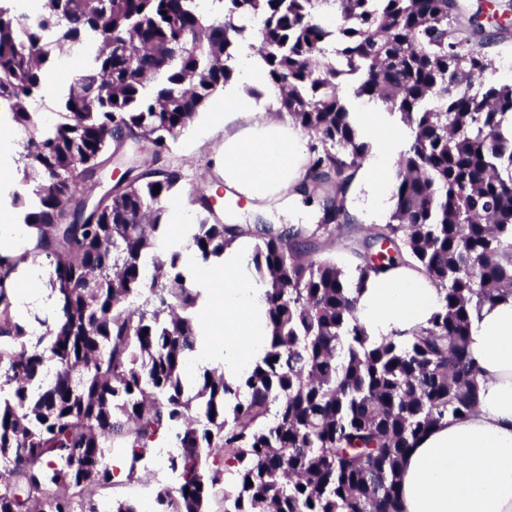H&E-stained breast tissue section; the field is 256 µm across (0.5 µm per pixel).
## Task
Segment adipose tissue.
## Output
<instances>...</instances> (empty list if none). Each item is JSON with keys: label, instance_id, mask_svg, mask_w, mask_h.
Segmentation results:
<instances>
[{"label": "adipose tissue", "instance_id": "ef3b65f1", "mask_svg": "<svg viewBox=\"0 0 512 512\" xmlns=\"http://www.w3.org/2000/svg\"><path fill=\"white\" fill-rule=\"evenodd\" d=\"M352 120L372 151L355 172L345 207L369 224L388 206L390 176L410 131L387 112H356ZM192 125L201 132L223 126L221 180L252 211L266 215L297 197L307 157L303 133L290 119L261 109L228 84ZM188 210L185 200L171 204L174 230L154 250L179 253L194 287L207 290L206 322L223 329L224 347L219 355L200 349L192 358L221 365L225 379L234 382L263 357L271 334L265 285L254 270V239L233 240L221 263L202 260ZM49 277V269L36 265L19 270L20 313L54 308V296L41 287ZM357 298L359 322L377 341L408 335L441 306L428 276L405 266L368 278ZM467 352L477 372L476 407L465 418L443 419L408 452L400 475L401 512H512V296L472 313Z\"/></svg>", "mask_w": 512, "mask_h": 512}]
</instances>
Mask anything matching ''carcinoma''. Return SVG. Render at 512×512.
Masks as SVG:
<instances>
[{"mask_svg": "<svg viewBox=\"0 0 512 512\" xmlns=\"http://www.w3.org/2000/svg\"><path fill=\"white\" fill-rule=\"evenodd\" d=\"M31 16L0 0V120L24 135L11 194L34 247L0 248V512H75L127 460L126 480L161 434L176 489L155 512H400L405 454L477 401L471 314L512 295V85L484 46L512 28V0H42ZM264 64L279 111L315 141L299 193L319 195L316 228L223 224L206 190L193 243L202 260L253 235L272 335L240 381L206 370L185 392L186 356L205 337L202 292L180 254L148 256L159 203L181 180L168 141L235 74L237 39ZM84 60L58 121L42 124L44 69ZM368 98L411 130L389 221L353 237L357 283L394 265L426 273L443 297L406 340H370L353 283L314 243L350 225L344 195L368 155L349 98ZM107 164L123 176L86 205ZM160 186L159 193L154 187ZM54 257L55 317L34 336L12 282L30 255ZM252 485H247V482Z\"/></svg>", "mask_w": 512, "mask_h": 512, "instance_id": "obj_1", "label": "carcinoma"}]
</instances>
